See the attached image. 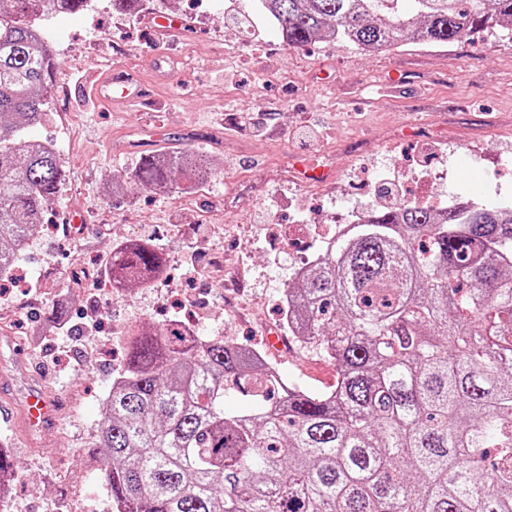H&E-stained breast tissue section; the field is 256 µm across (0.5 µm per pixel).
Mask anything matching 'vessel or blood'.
Here are the masks:
<instances>
[{
  "label": "vessel or blood",
  "mask_w": 512,
  "mask_h": 512,
  "mask_svg": "<svg viewBox=\"0 0 512 512\" xmlns=\"http://www.w3.org/2000/svg\"><path fill=\"white\" fill-rule=\"evenodd\" d=\"M94 97L105 102L121 104L142 99L146 93L143 83L122 80L112 74L98 78L92 85ZM60 403L40 389L37 384H29L18 405L0 403V424L20 431L27 439H34L45 430L54 427L59 421Z\"/></svg>",
  "instance_id": "vessel-or-blood-1"
}]
</instances>
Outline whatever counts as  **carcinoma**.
<instances>
[{
  "instance_id": "obj_1",
  "label": "carcinoma",
  "mask_w": 512,
  "mask_h": 512,
  "mask_svg": "<svg viewBox=\"0 0 512 512\" xmlns=\"http://www.w3.org/2000/svg\"><path fill=\"white\" fill-rule=\"evenodd\" d=\"M0 11V279L66 174L25 130L46 115L56 63L39 16L90 0H10ZM288 46L325 36L365 52L512 30V0H259ZM206 155L144 156L135 178L189 192ZM166 265L140 242L112 282ZM289 338L336 367L321 392L283 388L275 363L172 323L129 339L90 447L114 512H512V210L372 213L288 284ZM238 393L251 408L224 410Z\"/></svg>"
}]
</instances>
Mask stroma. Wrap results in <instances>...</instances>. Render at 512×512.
Returning a JSON list of instances; mask_svg holds the SVG:
<instances>
[{
    "instance_id": "1",
    "label": "stroma",
    "mask_w": 512,
    "mask_h": 512,
    "mask_svg": "<svg viewBox=\"0 0 512 512\" xmlns=\"http://www.w3.org/2000/svg\"><path fill=\"white\" fill-rule=\"evenodd\" d=\"M185 17L188 32L154 33L149 15ZM248 15L241 35L232 20ZM38 24L59 70L46 121L29 136L55 145L67 181L44 217L48 231L26 255L38 290L0 296V313L37 333H58L24 358L0 352V382L37 380L61 401L55 429L29 441L0 430L17 468L0 512H113L101 451L89 447L112 384V357L129 330L163 328L191 304L204 338L258 342L280 328L279 295L329 224L355 202L382 209L383 175H400L403 197H467L512 203V31L445 46L409 44L368 53L339 38L288 47L256 0H143L132 16L92 0L75 15ZM115 71L150 90L147 101L113 105L88 95L89 75ZM255 124L242 125L245 113ZM172 136L154 147V126ZM208 155L212 175L194 193L158 191L134 178L144 155ZM439 172L436 182L424 169ZM83 221L56 232L69 214ZM165 252L169 275L154 287L117 293L62 287L71 261L98 266L125 237ZM271 357L285 381L320 391L333 365L279 347Z\"/></svg>"
}]
</instances>
